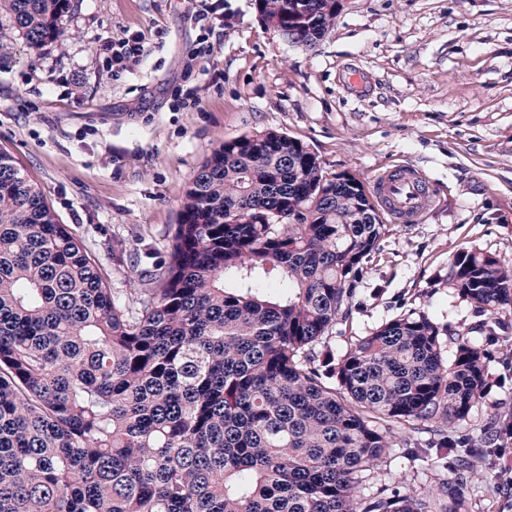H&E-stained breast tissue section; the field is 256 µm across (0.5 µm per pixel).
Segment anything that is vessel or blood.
Listing matches in <instances>:
<instances>
[{
    "label": "vessel or blood",
    "mask_w": 512,
    "mask_h": 512,
    "mask_svg": "<svg viewBox=\"0 0 512 512\" xmlns=\"http://www.w3.org/2000/svg\"><path fill=\"white\" fill-rule=\"evenodd\" d=\"M373 188L387 213L402 223L421 220L433 204L429 180L411 169L379 173Z\"/></svg>",
    "instance_id": "1"
}]
</instances>
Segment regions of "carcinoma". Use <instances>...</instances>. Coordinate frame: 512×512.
<instances>
[{
	"label": "carcinoma",
	"mask_w": 512,
	"mask_h": 512,
	"mask_svg": "<svg viewBox=\"0 0 512 512\" xmlns=\"http://www.w3.org/2000/svg\"><path fill=\"white\" fill-rule=\"evenodd\" d=\"M72 0H0L29 52L63 43ZM265 25L314 48L338 0H254ZM225 140L182 198L168 261L130 301L0 148V512H433L409 492L359 500L360 472L450 429L487 385L492 351L423 312L378 326L341 357L383 224L361 180L329 178L277 130ZM478 312L512 305V265L455 255ZM444 512L481 477L454 459Z\"/></svg>",
	"instance_id": "obj_1"
}]
</instances>
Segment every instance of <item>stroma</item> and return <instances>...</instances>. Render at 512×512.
Masks as SVG:
<instances>
[{"mask_svg":"<svg viewBox=\"0 0 512 512\" xmlns=\"http://www.w3.org/2000/svg\"><path fill=\"white\" fill-rule=\"evenodd\" d=\"M64 44L30 54L0 17V147L9 149L62 223L86 241L113 287L139 286L167 260L181 197L224 140L267 129L318 156L327 176L371 184L396 165L420 169L433 205L418 224L381 213L350 318L328 335L343 354L382 323L424 312L450 335L482 321L448 277L459 252L512 263V0H344L315 50L263 24L254 0H78ZM139 36L129 70L112 45ZM489 388L458 422L473 439L512 421V306L494 314ZM394 428L363 471L358 498L398 488L432 499L452 481L444 451ZM466 512H512L499 475L512 446L487 448Z\"/></svg>","mask_w":512,"mask_h":512,"instance_id":"stroma-1","label":"stroma"}]
</instances>
